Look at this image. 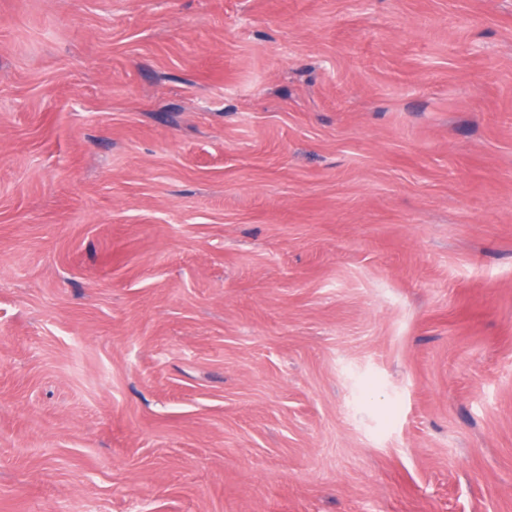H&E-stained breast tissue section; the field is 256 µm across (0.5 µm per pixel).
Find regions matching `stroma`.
<instances>
[{
    "label": "stroma",
    "instance_id": "stroma-1",
    "mask_svg": "<svg viewBox=\"0 0 512 512\" xmlns=\"http://www.w3.org/2000/svg\"><path fill=\"white\" fill-rule=\"evenodd\" d=\"M0 512H512V0H0Z\"/></svg>",
    "mask_w": 512,
    "mask_h": 512
}]
</instances>
